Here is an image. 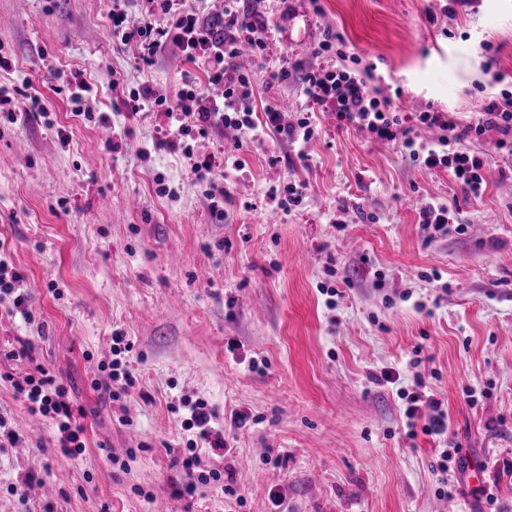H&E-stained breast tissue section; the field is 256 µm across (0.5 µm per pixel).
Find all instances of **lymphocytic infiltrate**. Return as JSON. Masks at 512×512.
<instances>
[{
    "mask_svg": "<svg viewBox=\"0 0 512 512\" xmlns=\"http://www.w3.org/2000/svg\"><path fill=\"white\" fill-rule=\"evenodd\" d=\"M177 0H140V15L132 17L127 0H110L112 30L122 44L137 45L142 60L156 56L167 44L181 49L190 62H203L209 88H202L192 73H184L183 86L176 98H168L143 85L130 91L125 107L130 112L150 109L166 120V146L186 150L187 137L207 134L214 129L232 128L248 134L251 142L262 140L269 129L286 140L298 143L312 138L314 129L309 113L335 112L338 126H352L369 132L375 139L395 145L412 163L428 170L444 169L473 196L487 187L486 164L476 155L472 143L496 133L495 147L512 156V102L492 98L482 107L479 118L458 125L449 113L421 112L409 116L391 102L378 98L380 87L373 70L353 72L347 68H311L302 76L306 97V117L289 121L274 104H267L264 118L254 121L255 103L251 72L237 63L242 50H250L256 60H264L269 40L274 35L268 16L257 10L252 0H225L221 15L208 17L177 10ZM438 129L437 139L421 141L413 135L414 124ZM222 159L212 154L190 158V171L201 186L216 219L224 217V183L216 176ZM17 394L32 414L48 419L56 429L58 444L66 455L76 457L85 450L84 429L80 424L69 389L45 368L24 381L14 382ZM406 417H427L425 433L442 435L448 431V416L423 382L404 392ZM184 430L193 434L183 466L198 483L220 482L223 471L207 467L206 456H223L224 439L214 433L216 413L207 401L199 399L189 406Z\"/></svg>",
    "mask_w": 512,
    "mask_h": 512,
    "instance_id": "obj_1",
    "label": "lymphocytic infiltrate"
}]
</instances>
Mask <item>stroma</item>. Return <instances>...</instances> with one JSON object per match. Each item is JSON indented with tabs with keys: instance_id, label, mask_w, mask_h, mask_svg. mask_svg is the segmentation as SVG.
Masks as SVG:
<instances>
[{
	"instance_id": "obj_1",
	"label": "stroma",
	"mask_w": 512,
	"mask_h": 512,
	"mask_svg": "<svg viewBox=\"0 0 512 512\" xmlns=\"http://www.w3.org/2000/svg\"><path fill=\"white\" fill-rule=\"evenodd\" d=\"M447 3L259 0L292 39L270 40L257 107L295 119L301 74L328 63L318 44L330 31L347 68L385 76L383 97L473 121L484 94L512 98V0ZM108 12L107 0H0L14 61L0 86L46 108L0 125V260L23 275L35 317L0 316V347L29 349L0 358V412L19 435L0 449V512H512V157L480 144L487 188L475 198L318 112L307 142L273 134L238 151L216 220L157 114L123 104L145 83L175 97L183 73L203 68L173 45L141 62ZM283 59L287 80L267 86ZM76 75L92 87L78 108L65 90ZM286 183L306 187L289 212L268 197ZM431 201L451 220L429 238L419 209ZM116 332L137 377L119 403L91 385ZM40 366L84 413L78 458L11 385ZM418 380L447 411V434L409 435L402 394ZM200 398L232 447L210 463L232 470L235 494L185 490L179 402ZM236 412L246 427H231ZM453 443L483 465L482 483L440 470Z\"/></svg>"
}]
</instances>
